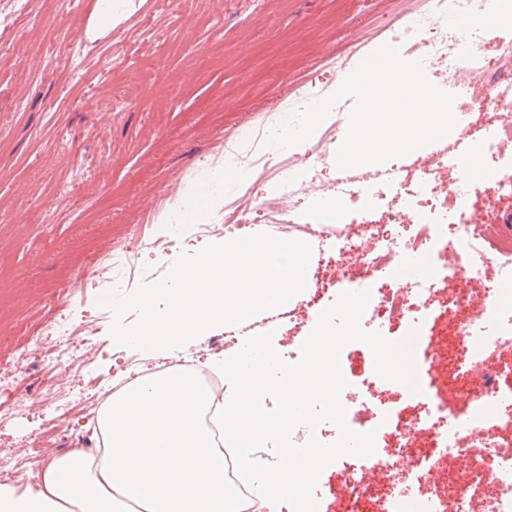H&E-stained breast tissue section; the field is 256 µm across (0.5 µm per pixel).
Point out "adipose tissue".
Returning a JSON list of instances; mask_svg holds the SVG:
<instances>
[{"mask_svg":"<svg viewBox=\"0 0 512 512\" xmlns=\"http://www.w3.org/2000/svg\"><path fill=\"white\" fill-rule=\"evenodd\" d=\"M243 177L233 163L211 169L171 206L174 223H212L225 186ZM276 332L271 325L248 338L250 360L226 353L220 397L177 365L128 381L97 414L99 460L75 451L43 466L37 486L0 485V512H247L254 504L261 512H316L309 486L326 455L289 448L291 414L310 400L330 403L336 351L351 332L306 337L298 365L269 350ZM272 394L281 406L274 414L265 404ZM228 450L250 480V497L227 477Z\"/></svg>","mask_w":512,"mask_h":512,"instance_id":"adipose-tissue-1","label":"adipose tissue"}]
</instances>
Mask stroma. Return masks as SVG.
<instances>
[{"instance_id": "stroma-1", "label": "stroma", "mask_w": 512, "mask_h": 512, "mask_svg": "<svg viewBox=\"0 0 512 512\" xmlns=\"http://www.w3.org/2000/svg\"><path fill=\"white\" fill-rule=\"evenodd\" d=\"M398 10V0H130L104 26L99 0H0V374L13 370L14 354L55 305L86 341L59 384L28 387L15 417L0 425V448L26 456L28 435L74 404L82 408L75 433L92 432L102 392L153 370L145 352L116 349L112 313L97 304L103 290L83 272L87 257L136 233L153 239L166 208L161 188L184 190L194 169L274 113L276 100L336 91L356 40L389 43ZM210 241L185 234L172 246L143 248L125 290L156 281L180 254ZM325 255L272 341L293 365L303 362V340L318 318L339 330L349 323L337 301L350 289L341 272L356 256ZM444 294L426 295L420 327H383L362 310L355 336L336 352L342 397L360 420L339 423L310 403L312 438L344 445L365 428L388 455L395 436L386 421L412 424L413 386L427 360L449 414L471 413L467 388L444 362L457 344ZM377 336L402 352V384L375 374ZM341 469L326 459L314 481L322 512H337L346 495Z\"/></svg>"}]
</instances>
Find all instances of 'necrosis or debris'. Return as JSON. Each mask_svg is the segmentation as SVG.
I'll list each match as a JSON object with an SVG mask.
<instances>
[{
  "mask_svg": "<svg viewBox=\"0 0 512 512\" xmlns=\"http://www.w3.org/2000/svg\"><path fill=\"white\" fill-rule=\"evenodd\" d=\"M494 0H399L401 25L394 34L406 54L423 60L433 79L444 86H464L469 106L484 110L490 135L479 137V154L495 158L497 180L492 191L477 190L460 198L455 190H442L437 184L436 171L448 170L468 175L470 160L456 154L454 146H445L425 165L419 179L403 176L400 168L386 171L376 185L356 184L349 192L351 203L357 204L366 233H374L371 215L383 206L388 195L404 197L409 213L404 221L408 236L400 241L379 235V247L369 251L355 243L349 234L335 225L309 223L295 202L297 183L287 175L286 161L260 150L276 122L265 119L240 143L225 145V158L235 161L245 171L255 169L279 175L277 195L260 200L257 209L265 217L268 228L275 232L316 236L336 242L338 251L357 255L355 268L344 270L342 276L357 284L363 297L375 311L384 312L388 319L416 320L423 314L424 301L409 297L403 290L392 288L389 278L402 255L417 252L424 246L435 249L429 287L440 283L456 284V292L443 305L448 321L453 322L460 340L452 363L467 382L472 398L478 405L503 411L512 418V389L501 387L499 378L505 370L502 354L512 355V328L492 334L488 324L502 318V307L495 300L496 283L484 288L482 301H474L467 285L488 266H496L501 280L512 279V241L489 246V229L499 221L501 200L512 198V155H505L506 145H512V39L496 38L487 44L480 30L462 29L449 32L447 21L452 17L470 16L485 20L491 14ZM141 239L113 249L111 254L90 259L86 269L100 286H108L125 274L134 273L138 264ZM76 327L66 314L55 313L15 363L21 381L30 378L29 368L36 360L47 365L39 381L51 386L53 371L61 369L66 358L75 350ZM414 399L419 409L416 428L430 438L432 447L440 451L439 458H427L430 474L440 471L441 462H452L460 456L469 457L471 470L463 480L441 481L436 489L421 493L416 512H439L442 505L457 502L459 512H512V430L486 434L476 421L464 424L462 432H448V409L433 403L424 387H416ZM343 461V477L352 505H359L366 493H375L380 501L402 508L407 492L395 482L391 473L392 459H385L377 471L382 482L369 490L360 474L368 470L367 460L348 461L343 451H336Z\"/></svg>",
  "mask_w": 512,
  "mask_h": 512,
  "instance_id": "necrosis-or-debris-1",
  "label": "necrosis or debris"
}]
</instances>
